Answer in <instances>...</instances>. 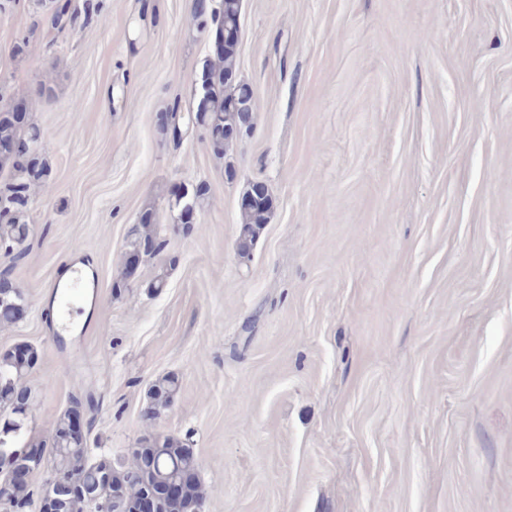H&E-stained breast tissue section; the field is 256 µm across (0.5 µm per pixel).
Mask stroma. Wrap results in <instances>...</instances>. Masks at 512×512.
Listing matches in <instances>:
<instances>
[{
	"mask_svg": "<svg viewBox=\"0 0 512 512\" xmlns=\"http://www.w3.org/2000/svg\"><path fill=\"white\" fill-rule=\"evenodd\" d=\"M193 3L0 9V93L51 183L0 255L29 301L0 350L40 353L30 427L80 399L93 455L181 438L199 512H512V0H243L253 130L221 159L157 125L211 54ZM180 182L208 188L192 224L166 207ZM255 182L275 207L244 260ZM147 209L169 246L113 295ZM75 264L97 305L60 337L43 302ZM179 389V380L173 375H165L157 378L148 390L149 412L152 418L160 411H168ZM149 418L150 420H154Z\"/></svg>",
	"mask_w": 512,
	"mask_h": 512,
	"instance_id": "1",
	"label": "stroma"
}]
</instances>
